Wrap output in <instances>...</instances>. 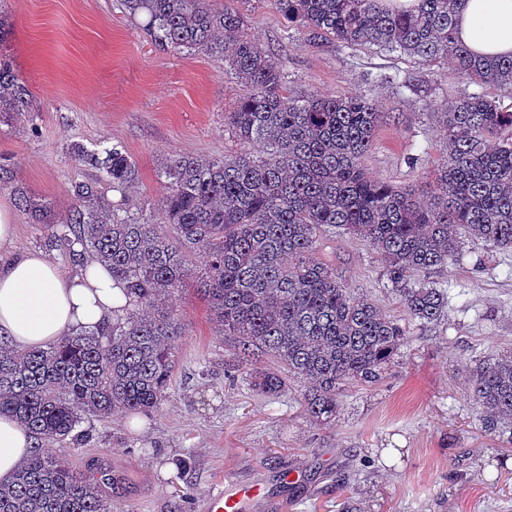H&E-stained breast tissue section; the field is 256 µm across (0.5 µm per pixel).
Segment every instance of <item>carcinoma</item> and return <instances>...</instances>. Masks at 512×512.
<instances>
[{"instance_id": "1", "label": "carcinoma", "mask_w": 512, "mask_h": 512, "mask_svg": "<svg viewBox=\"0 0 512 512\" xmlns=\"http://www.w3.org/2000/svg\"><path fill=\"white\" fill-rule=\"evenodd\" d=\"M276 2L309 47L332 37L427 67L451 60L481 87L512 85V57L480 59L456 40L465 0H418L407 10L384 0ZM233 4L119 0L159 45L229 65L243 94L225 124L259 153L169 160L166 192L149 215L128 205L139 171L116 146L100 152L67 145L69 158L99 178L71 184L64 216L13 184L19 211L33 224L52 225L44 244L75 266L87 257L108 265L128 305L107 326L80 328L44 348L0 344V415L35 440L12 480L0 483V512H112L97 477L47 448L85 441L79 426L86 418L134 415L166 399L181 335L166 301L183 287L192 256L204 257L199 292L218 329L237 339L244 356L264 353L306 384L308 416L327 424L338 414L340 388L376 383L406 334L312 258L321 234L338 230L368 241L409 316L422 324L445 317L448 293L413 281L414 273L460 256L459 234L512 248V111L485 93L459 98L443 112L448 155L438 175L421 189L394 187L365 165L380 116L375 100L290 94L285 61L244 32ZM31 98L27 81L0 54V123L30 111ZM110 191L119 200H110ZM468 382L484 431H511L512 356L479 364ZM253 386L267 394L287 388L274 371L259 374Z\"/></svg>"}]
</instances>
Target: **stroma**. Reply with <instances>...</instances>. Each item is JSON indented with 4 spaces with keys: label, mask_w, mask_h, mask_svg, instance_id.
Segmentation results:
<instances>
[{
    "label": "stroma",
    "mask_w": 512,
    "mask_h": 512,
    "mask_svg": "<svg viewBox=\"0 0 512 512\" xmlns=\"http://www.w3.org/2000/svg\"><path fill=\"white\" fill-rule=\"evenodd\" d=\"M244 28L286 60L292 94L371 93L382 119L366 159L372 177L408 185L433 176L446 140L438 111L475 92L452 64L417 60L337 40L311 48L275 0L241 5ZM12 26L0 45L28 82L33 110L0 125V165L39 199L66 213L72 181L93 178L65 153L119 146L138 166L132 208L165 193L166 160L243 152L224 124L241 86L225 64L159 46L118 0H0ZM390 82L369 86L373 74ZM315 259L407 330L382 379L349 383L334 421L303 411V383L253 390L271 368L263 354L242 360L193 287L169 301L182 334L168 399L140 414L90 422L87 441L61 452L80 469L105 473L114 512H199L215 488L256 484L248 512H512V445L485 435L468 376L481 362L512 354V248L465 242L459 261L422 272L448 292V318L419 325L389 289L385 261L367 241L322 236Z\"/></svg>",
    "instance_id": "35a3bbf8"
}]
</instances>
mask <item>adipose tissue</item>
<instances>
[{
  "label": "adipose tissue",
  "instance_id": "1",
  "mask_svg": "<svg viewBox=\"0 0 512 512\" xmlns=\"http://www.w3.org/2000/svg\"><path fill=\"white\" fill-rule=\"evenodd\" d=\"M458 37L480 57L512 56V0H466ZM14 216L0 207V340L19 348L43 346L80 327L108 324L127 298L110 271L90 261L66 273L40 252L14 256ZM34 439L15 419L0 416V481H8Z\"/></svg>",
  "mask_w": 512,
  "mask_h": 512
}]
</instances>
